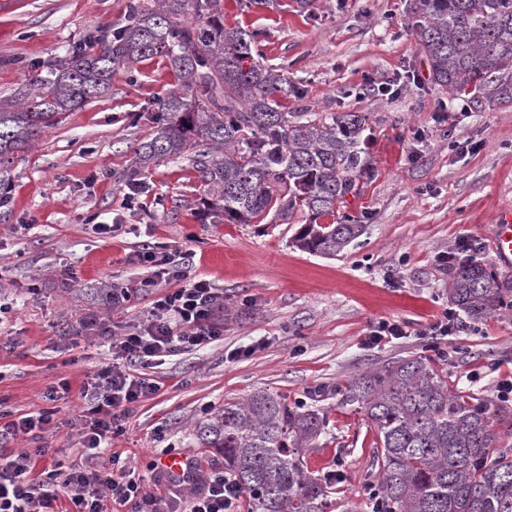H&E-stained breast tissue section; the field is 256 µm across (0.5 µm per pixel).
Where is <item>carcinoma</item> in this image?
I'll use <instances>...</instances> for the list:
<instances>
[{"mask_svg": "<svg viewBox=\"0 0 512 512\" xmlns=\"http://www.w3.org/2000/svg\"><path fill=\"white\" fill-rule=\"evenodd\" d=\"M431 81L468 96L471 110L512 101V0H419L412 21ZM257 34L224 26L220 0H130L125 24L92 38L49 74L35 73L0 99V187L8 163L35 136L108 91L119 67L162 56L177 84L159 100L151 138L127 170L188 159L213 219L250 224L273 215L306 223L297 247L334 257L362 226L320 224L370 170L367 118L355 112H284L298 95L288 72L254 60ZM81 296L112 306V289ZM448 300L473 320L512 308V281L468 260L451 270ZM365 413L376 433L375 512H512V456L494 448L512 417L487 398L448 386L426 356L393 360L333 389ZM327 414L257 390L227 401L196 426L201 447L224 459L246 493L247 512H358L331 497L334 480L309 471L307 448L327 434Z\"/></svg>", "mask_w": 512, "mask_h": 512, "instance_id": "carcinoma-1", "label": "carcinoma"}]
</instances>
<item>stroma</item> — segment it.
<instances>
[{
	"mask_svg": "<svg viewBox=\"0 0 512 512\" xmlns=\"http://www.w3.org/2000/svg\"><path fill=\"white\" fill-rule=\"evenodd\" d=\"M418 0H291L247 7L221 0L224 23L257 35V60L284 67L299 88L287 112H359L369 118L371 169L331 224L361 225L360 236L333 258L299 250L296 224H215L198 205L201 183L189 161H162L146 173L142 209H126L125 173L135 147L153 131L151 108L175 84L166 58L118 70L107 94L67 114L10 164L12 211L0 220V408L53 409L44 434L51 461L70 463L75 440L67 421L82 402L87 376L112 356L100 330L65 336L60 321L94 318L106 327L145 319L148 276L133 256L146 240L188 251L191 272L224 294L222 340L198 353L171 356L155 370L161 389L138 404L114 450L154 490L153 465L166 446L218 465L193 435L195 426L234 401L267 389L287 401L323 408L329 437L307 449L309 470L340 473L338 498L371 512L367 486L376 470V433L364 413L339 406L336 383L407 356H427L419 337L448 306V273L439 253L462 238L472 257L498 263L489 226L512 211V104L475 112L467 100L432 85L428 62L410 30ZM128 0H0V98L34 71L54 69L91 34L124 24ZM107 225L99 233V225ZM132 289L108 310L68 296L71 288ZM381 318L409 324L408 337L366 344ZM452 387L497 400L498 375L512 373V311L468 321L442 340ZM251 347L250 355L234 350ZM69 393L44 394L60 379Z\"/></svg>",
	"mask_w": 512,
	"mask_h": 512,
	"instance_id": "obj_1",
	"label": "stroma"
}]
</instances>
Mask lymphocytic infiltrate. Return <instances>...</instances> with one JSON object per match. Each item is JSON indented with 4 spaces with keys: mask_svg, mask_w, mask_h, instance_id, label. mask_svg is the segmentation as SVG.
<instances>
[{
    "mask_svg": "<svg viewBox=\"0 0 512 512\" xmlns=\"http://www.w3.org/2000/svg\"><path fill=\"white\" fill-rule=\"evenodd\" d=\"M135 258L152 269L139 289L152 294L153 301L145 320L108 336L111 364L97 369L81 389L83 408L69 422L77 438L78 462H55L33 477L37 449H13L9 443L21 436H41L52 421L51 412L0 421V512H54L62 496L74 512H107L111 503L123 512H231L242 498V489L220 468L203 475L198 490H189V478L171 476L166 491L146 492L135 469L110 450L134 407L160 389L146 366L206 350L223 334L215 314L224 296L209 281L191 276L185 253L147 242ZM168 280L177 281V288L159 291V284Z\"/></svg>",
    "mask_w": 512,
    "mask_h": 512,
    "instance_id": "obj_1",
    "label": "lymphocytic infiltrate"
}]
</instances>
